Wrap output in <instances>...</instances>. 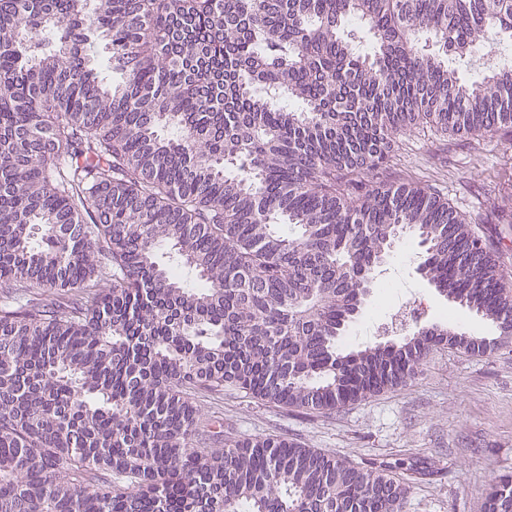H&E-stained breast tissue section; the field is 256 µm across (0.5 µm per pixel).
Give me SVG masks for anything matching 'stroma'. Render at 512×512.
I'll list each match as a JSON object with an SVG mask.
<instances>
[{"label":"stroma","mask_w":512,"mask_h":512,"mask_svg":"<svg viewBox=\"0 0 512 512\" xmlns=\"http://www.w3.org/2000/svg\"><path fill=\"white\" fill-rule=\"evenodd\" d=\"M374 179L431 188L476 227L490 230L512 286V140L457 137L420 125L396 136ZM423 260L415 239L392 249L341 336V350L381 342L369 327L399 299L421 303L419 326L495 335L492 323L428 284L418 271ZM199 400L213 420L215 448L228 439L277 436L362 466L413 469L405 512H484L492 480L512 474V345L484 356L434 349L406 386L331 414L280 407L230 388L200 393Z\"/></svg>","instance_id":"1"}]
</instances>
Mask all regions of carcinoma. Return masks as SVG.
Listing matches in <instances>:
<instances>
[{
  "label": "carcinoma",
  "mask_w": 512,
  "mask_h": 512,
  "mask_svg": "<svg viewBox=\"0 0 512 512\" xmlns=\"http://www.w3.org/2000/svg\"><path fill=\"white\" fill-rule=\"evenodd\" d=\"M493 30L512 40V0H0V512H404L384 469L286 438L202 447L195 395L323 413L437 346L512 340L491 241L435 192L368 180L417 125L512 137V64L464 84L416 43L488 57ZM404 235L498 335L338 351ZM511 509L503 475L485 512Z\"/></svg>",
  "instance_id": "1"
}]
</instances>
